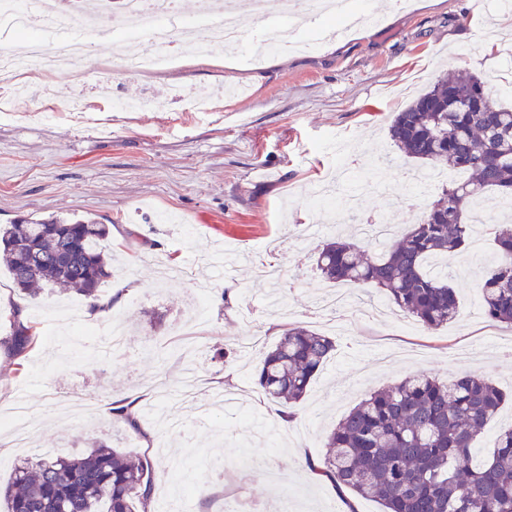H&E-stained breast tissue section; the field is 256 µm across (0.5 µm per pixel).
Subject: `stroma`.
Listing matches in <instances>:
<instances>
[{
  "label": "stroma",
  "instance_id": "stroma-1",
  "mask_svg": "<svg viewBox=\"0 0 512 512\" xmlns=\"http://www.w3.org/2000/svg\"><path fill=\"white\" fill-rule=\"evenodd\" d=\"M380 21L341 40L305 30L313 49L272 52L260 64L217 51L175 57L147 75L106 69L112 44L96 41L77 72L40 76L56 102L81 96L82 116L35 104L0 117V225L51 214L109 225L112 298L98 328L121 322L119 351L61 360L83 323L79 297L43 291L23 298L0 266V338L22 307L39 343L24 358L0 354V407L24 397L36 425L34 448L82 453L105 442L168 464L154 480L151 508L219 512L228 496L257 499L263 512H335L345 488L315 479L306 459L322 460L327 435L368 395L425 371L442 381L476 372L512 396V326L474 315L479 274L496 258L489 237L480 251L451 262L460 317L429 331L392 303L383 313L364 287L354 312L316 306L328 285L316 269L321 246L358 238L375 216L399 233L416 224L441 183L415 184L420 163L403 158L388 127L395 112L446 74H476L494 99L512 101V14L496 0H357ZM196 94L223 86L240 95L196 112L166 98L169 84ZM111 95L160 102L150 112L113 110ZM286 270L287 313L267 306L260 262ZM327 334L336 350L295 408L266 399L254 375L284 323ZM259 330L251 353L238 342ZM230 348L228 357L218 349ZM390 361L373 366L376 352ZM136 399L143 436L110 422L111 398ZM351 497V496H350Z\"/></svg>",
  "mask_w": 512,
  "mask_h": 512
}]
</instances>
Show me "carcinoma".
Instances as JSON below:
<instances>
[{"mask_svg": "<svg viewBox=\"0 0 512 512\" xmlns=\"http://www.w3.org/2000/svg\"><path fill=\"white\" fill-rule=\"evenodd\" d=\"M392 142L406 157L466 173L450 181L417 224L380 254L340 237L324 244L316 265L324 279L370 284L427 330L457 320L459 299L448 275L428 269L429 259L450 260L471 237L475 204H512V104L494 100L476 75L444 76L393 117ZM495 262L480 273L484 312L512 325V228L490 224ZM109 227L94 220L49 217L0 226V258L14 285L29 297L42 286L74 290L91 310L109 311L100 285L110 276ZM3 341L15 357L37 341L31 327L11 324ZM335 341L286 324L257 371L268 399L295 408L331 359ZM508 396L490 379L465 375L450 383L413 374L374 391L327 436V455L308 469L330 477L383 512H512V426L493 450L474 453L485 425ZM127 432L141 436L124 406L112 409ZM161 465L99 443L74 456L14 464L0 488L3 512H148Z\"/></svg>", "mask_w": 512, "mask_h": 512, "instance_id": "carcinoma-1", "label": "carcinoma"}]
</instances>
